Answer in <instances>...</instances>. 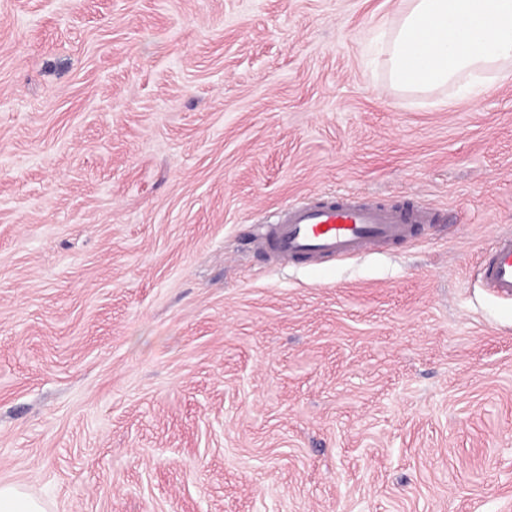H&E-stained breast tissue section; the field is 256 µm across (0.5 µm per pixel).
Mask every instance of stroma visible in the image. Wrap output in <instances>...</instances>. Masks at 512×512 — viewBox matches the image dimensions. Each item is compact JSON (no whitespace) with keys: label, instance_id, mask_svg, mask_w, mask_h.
Masks as SVG:
<instances>
[{"label":"stroma","instance_id":"obj_1","mask_svg":"<svg viewBox=\"0 0 512 512\" xmlns=\"http://www.w3.org/2000/svg\"><path fill=\"white\" fill-rule=\"evenodd\" d=\"M402 0H0V483L48 512H512V79L390 87ZM312 193L425 203L273 264ZM426 206H386L343 198L286 205L254 240L279 261L324 262L359 256L413 237L433 224ZM475 268L483 288L500 298H512V231L499 234Z\"/></svg>","mask_w":512,"mask_h":512}]
</instances>
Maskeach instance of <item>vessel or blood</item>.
Returning <instances> with one entry per match:
<instances>
[{"label":"vessel or blood","mask_w":512,"mask_h":512,"mask_svg":"<svg viewBox=\"0 0 512 512\" xmlns=\"http://www.w3.org/2000/svg\"><path fill=\"white\" fill-rule=\"evenodd\" d=\"M435 221L426 206H386L343 198H319L286 205L257 242L279 261L324 262L349 258L413 237ZM475 268L483 288L512 298V231L499 234Z\"/></svg>","instance_id":"vessel-or-blood-1"}]
</instances>
